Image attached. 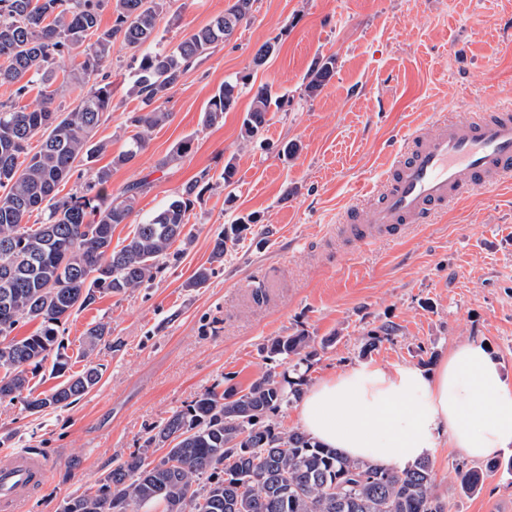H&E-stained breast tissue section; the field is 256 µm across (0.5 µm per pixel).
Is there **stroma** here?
<instances>
[{
	"label": "stroma",
	"mask_w": 512,
	"mask_h": 512,
	"mask_svg": "<svg viewBox=\"0 0 512 512\" xmlns=\"http://www.w3.org/2000/svg\"><path fill=\"white\" fill-rule=\"evenodd\" d=\"M228 0H171L158 22L166 44L223 13ZM279 37L278 53L253 68L257 49ZM334 57V72L307 95L314 59ZM133 63L112 48V110L95 131L109 151L113 192L144 182L124 244L188 182L209 183L186 226L145 287L104 293L71 316L62 336L71 371L92 363L96 386L63 409L33 414L23 400L0 403V467L32 450L51 458L27 512H59L71 496L97 488L118 458L140 448L172 411L201 393L246 388L269 368L265 347L303 333L317 345L307 373L315 384L363 362L415 364L435 370L459 343L488 344L512 377V183L471 195L436 223L398 243L337 252L339 213L380 181L388 144L425 124L429 114L482 110L512 93V0H256L253 19L171 90L168 120L132 163L112 168L129 131ZM248 76L222 124H202L204 107L224 80ZM272 84L286 97L257 139L241 138L252 90ZM191 149L171 160L173 147ZM296 142V155L279 156ZM237 169L233 185L221 173ZM253 223L223 263H211L212 240L242 217ZM212 269L206 287L187 280ZM264 296L255 299V288ZM99 322L109 342L85 353L86 330ZM385 323L395 332L372 351L364 346ZM431 461L436 492L448 512H512L511 459L487 471L482 490L464 494L457 466L466 459L440 437Z\"/></svg>",
	"instance_id": "obj_1"
}]
</instances>
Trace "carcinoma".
I'll use <instances>...</instances> for the list:
<instances>
[{"instance_id": "obj_1", "label": "carcinoma", "mask_w": 512, "mask_h": 512, "mask_svg": "<svg viewBox=\"0 0 512 512\" xmlns=\"http://www.w3.org/2000/svg\"><path fill=\"white\" fill-rule=\"evenodd\" d=\"M168 0H0V85L15 87L13 102H0V400L25 397L39 413L67 407L100 380L88 364L52 391L33 395L27 367L55 355L52 370L63 375L68 359L60 353V328L102 293L121 294L150 281L182 236L200 180L185 184L176 199L138 224L122 247L112 246V230L133 214L143 182L117 196L109 190L111 171L92 164L108 143L95 130L112 104L108 72L116 42L132 52L136 64L128 93L140 106L127 118L130 135L112 166L133 162L150 133L168 119L161 110L170 91L209 50L253 17L255 0H233L224 14L168 48L156 21ZM111 8L112 27L100 25ZM280 38L256 51L259 68L277 52ZM335 59L314 63L305 86L319 91L333 74ZM249 76L228 80L211 95L202 122L223 123L235 108ZM78 92L67 112L56 101ZM27 104L19 101L30 93ZM283 96L261 85L246 112L241 136L250 142L265 129ZM42 137L36 152L28 142ZM78 166L91 173L93 194L59 196V186ZM37 221L28 225L32 215ZM245 230L239 221L214 238L211 262L224 261L227 243ZM21 319L40 327L29 336H12ZM111 329L95 324L86 332V352L108 342ZM271 360L295 362V376L269 368L245 390L231 385L207 390L153 429L141 448L112 464L94 491L70 498L61 512H140L162 503L165 512H447L436 494L435 472L426 458L405 469L344 458L308 434L279 431L269 416L301 398L303 366L317 355L302 333L277 336L266 347ZM167 449L159 459L152 455ZM461 490L478 492L484 473L456 468Z\"/></svg>"}]
</instances>
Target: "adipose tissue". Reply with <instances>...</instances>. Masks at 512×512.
I'll use <instances>...</instances> for the list:
<instances>
[{
  "instance_id": "obj_1",
  "label": "adipose tissue",
  "mask_w": 512,
  "mask_h": 512,
  "mask_svg": "<svg viewBox=\"0 0 512 512\" xmlns=\"http://www.w3.org/2000/svg\"><path fill=\"white\" fill-rule=\"evenodd\" d=\"M299 422L351 459L405 468L434 454L440 437L471 459L512 451V379L480 342L460 343L432 373L364 362L313 384Z\"/></svg>"
}]
</instances>
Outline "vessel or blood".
<instances>
[{
    "instance_id": "obj_1",
    "label": "vessel or blood",
    "mask_w": 512,
    "mask_h": 512,
    "mask_svg": "<svg viewBox=\"0 0 512 512\" xmlns=\"http://www.w3.org/2000/svg\"><path fill=\"white\" fill-rule=\"evenodd\" d=\"M434 126L391 150L381 189L338 217L336 236L345 246L399 241L475 191L512 180V98L488 111L439 115ZM48 469L41 456L17 453L14 464L0 471V512H24L28 489Z\"/></svg>"
}]
</instances>
